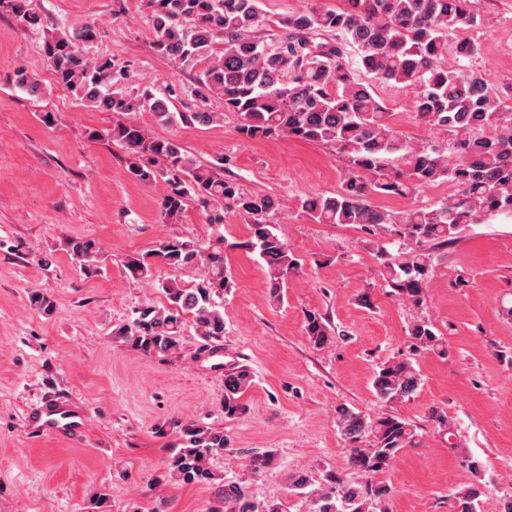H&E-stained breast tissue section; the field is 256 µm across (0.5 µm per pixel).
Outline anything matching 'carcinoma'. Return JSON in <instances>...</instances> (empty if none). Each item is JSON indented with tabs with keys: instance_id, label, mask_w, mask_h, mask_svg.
<instances>
[{
	"instance_id": "1",
	"label": "carcinoma",
	"mask_w": 512,
	"mask_h": 512,
	"mask_svg": "<svg viewBox=\"0 0 512 512\" xmlns=\"http://www.w3.org/2000/svg\"><path fill=\"white\" fill-rule=\"evenodd\" d=\"M155 33L154 48L182 73H193L191 93L199 101L193 112H173L177 86L160 95L132 96L121 89L126 75L110 58L94 59L83 43L96 30L85 26L71 35L45 40L43 53L56 85L82 102L105 112L126 115L148 110L160 123L207 126L239 117L236 132L245 139L288 137L326 146L346 159L339 189L331 194L291 200L271 194H248L224 177L221 157L203 163L174 138H162L134 120L118 122L105 135L87 132L90 140L110 137L127 152L128 177L145 186H161L160 206L169 224L182 221L190 204L206 212L210 239L170 237L151 250L126 260L132 277L150 278L160 267L201 269L185 286L175 279L159 283L161 305H146L129 323L112 330L114 339L146 355L181 350L184 332L193 328L199 352L216 349L224 338V294L232 288L226 252L258 254L271 297L302 263L277 233L272 216L292 214L314 224L353 225L368 235V244L384 257L379 275L389 295L415 306L427 298L434 254L426 245H446L465 224L512 216V86H495L475 71L463 69L479 47L460 32L482 21L477 0H344L336 8L312 6L291 13L279 24L287 34L257 33L268 27L259 0H146ZM0 9L32 26L41 24L29 0H0ZM321 42H315L317 38ZM456 65L448 66V56ZM18 88L33 98L43 95L40 79L20 66ZM393 84L414 92L419 124L432 139L401 136L391 121L376 85ZM218 99L224 111L213 112ZM453 184L454 192L432 206L390 210L373 203L377 196L409 197L435 183ZM237 214L248 224L243 241L224 238V216ZM408 248L400 261L388 258L380 232ZM67 248L84 270L99 252L95 240L71 238ZM30 306L49 315L53 299L33 290ZM310 343L325 347L335 328L320 314L305 316ZM409 352L377 366L372 389L377 400L394 404L411 398L422 384L415 357L447 354V340L432 322L415 319L408 328ZM253 374L244 364L224 372V420L247 413L246 392ZM336 427L350 448L348 463L358 475L337 471L288 476V494L304 499L310 512H374L391 488L374 482L408 448L422 445L423 434L412 421L393 413L371 419L342 405ZM180 448L168 461L169 477L179 483H211L209 461L224 450V430L203 421L173 423ZM473 479L452 494L454 512H480L483 495L481 462L463 452ZM245 480L216 487L218 506L211 512H288L286 502L253 501Z\"/></svg>"
}]
</instances>
